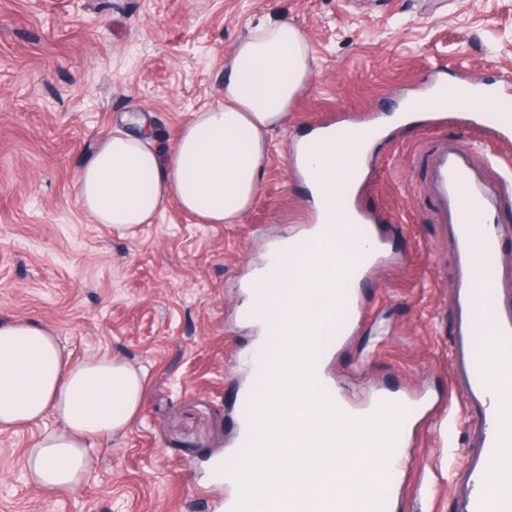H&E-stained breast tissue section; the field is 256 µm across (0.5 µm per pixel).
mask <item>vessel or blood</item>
I'll use <instances>...</instances> for the list:
<instances>
[{
	"instance_id": "1",
	"label": "vessel or blood",
	"mask_w": 512,
	"mask_h": 512,
	"mask_svg": "<svg viewBox=\"0 0 512 512\" xmlns=\"http://www.w3.org/2000/svg\"><path fill=\"white\" fill-rule=\"evenodd\" d=\"M428 192L440 217L450 226L458 259L450 355L455 372L465 381L467 413L479 445L467 450L462 466L465 487L455 497V512H512V486L498 484L499 474L512 468V403L498 395L492 360L512 358V300L500 287L503 241L512 228L500 224L493 211L494 191L482 182L467 150L441 144L430 156ZM354 232L382 252L385 234L377 217L347 197ZM366 318L359 304L344 306L340 317L321 330L322 347L355 334Z\"/></svg>"
}]
</instances>
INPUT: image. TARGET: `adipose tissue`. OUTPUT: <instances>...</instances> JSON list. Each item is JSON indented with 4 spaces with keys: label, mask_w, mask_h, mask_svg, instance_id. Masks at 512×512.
<instances>
[{
    "label": "adipose tissue",
    "mask_w": 512,
    "mask_h": 512,
    "mask_svg": "<svg viewBox=\"0 0 512 512\" xmlns=\"http://www.w3.org/2000/svg\"><path fill=\"white\" fill-rule=\"evenodd\" d=\"M311 73L300 29L280 18L257 24L224 58L218 106L193 113L171 153L161 155L140 133L115 129L101 138L74 177L79 206L94 223L131 234L154 223L171 199L197 223H236L258 193L270 135ZM144 391L125 361L107 354L72 361L50 327L0 319V428L50 416L59 423L25 452L32 485L67 494L86 482L91 443L124 430Z\"/></svg>",
    "instance_id": "adipose-tissue-1"
}]
</instances>
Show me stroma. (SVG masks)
<instances>
[{"label": "stroma", "instance_id": "35a3bbf8", "mask_svg": "<svg viewBox=\"0 0 512 512\" xmlns=\"http://www.w3.org/2000/svg\"><path fill=\"white\" fill-rule=\"evenodd\" d=\"M269 17L303 32L313 76L271 135L251 208L199 224L171 200L134 236L93 223L73 180L98 139L142 114L169 152L193 112L219 103L232 45ZM461 81L512 107V0H0V319L49 325L73 360L108 353L145 380L140 413L95 443L89 480L67 495L23 471L56 420L0 430V512H224L234 488L213 482L211 464L245 455L239 401L257 337L243 284L313 213L295 142L338 114L390 116ZM494 124L461 107L395 130L369 161L361 201L391 233L359 290L368 321L328 371L351 405L379 392L422 403L393 512H454L473 443L448 356L457 257L427 160L457 142L497 186L512 141L494 142Z\"/></svg>", "mask_w": 512, "mask_h": 512}]
</instances>
